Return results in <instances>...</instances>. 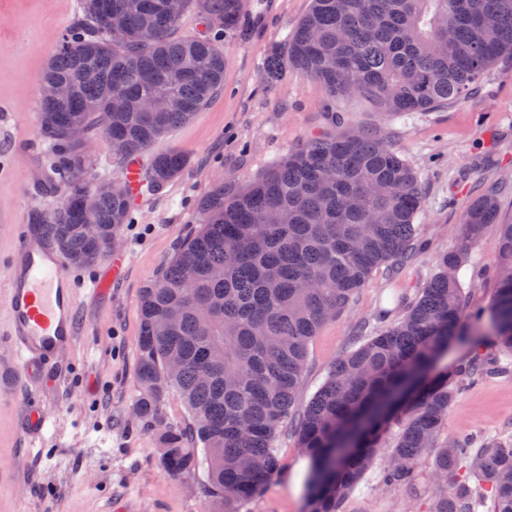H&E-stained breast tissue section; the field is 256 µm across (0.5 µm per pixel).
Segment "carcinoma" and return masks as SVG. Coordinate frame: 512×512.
<instances>
[{
  "label": "carcinoma",
  "instance_id": "obj_1",
  "mask_svg": "<svg viewBox=\"0 0 512 512\" xmlns=\"http://www.w3.org/2000/svg\"><path fill=\"white\" fill-rule=\"evenodd\" d=\"M239 2L80 0V23L60 36L41 75L73 94L39 105L60 203L36 223L72 263H91L131 222L128 189L84 205L87 141L106 142L121 178L130 158L191 121L224 86L218 42L236 29ZM190 10L205 32L179 33ZM114 19L126 33L121 41L109 37ZM509 62L512 0H311L285 55L267 60L270 82L292 67L325 88L333 129L304 140L243 190L215 183L197 204L200 230L141 291L136 406L152 418L167 393L182 398L187 420L160 434V461L173 475L207 466L209 512L254 497L278 473L285 426L312 459L306 512H343L379 460L385 487L411 488L428 452L430 512H512V440L439 441L464 385L512 370L482 351L491 339L512 356V216L503 217L497 197L468 188L462 218L468 241L487 228L499 236L495 294L473 325L465 323L459 276L464 250L449 251L403 317L352 337L310 401L297 403L322 326L350 308L380 266L393 272L425 250L416 174L373 133L334 129L336 100L388 115L436 111L474 95L491 66ZM157 94L173 103L140 111ZM91 99L94 112L84 107ZM75 124L86 141L70 139ZM187 162L179 150L152 157L146 186L164 188ZM188 267L196 270L191 286ZM171 310L178 320L161 335L155 323ZM457 343L466 346L460 362L430 369ZM391 425L399 431L384 449Z\"/></svg>",
  "mask_w": 512,
  "mask_h": 512
}]
</instances>
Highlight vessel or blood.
<instances>
[{
    "mask_svg": "<svg viewBox=\"0 0 512 512\" xmlns=\"http://www.w3.org/2000/svg\"><path fill=\"white\" fill-rule=\"evenodd\" d=\"M123 266V255L113 256L111 271L98 275L92 294L109 291ZM6 275L5 336L14 366L26 371L44 368L76 341L75 292L58 254L42 248L28 228L17 241Z\"/></svg>",
    "mask_w": 512,
    "mask_h": 512,
    "instance_id": "b4317fda",
    "label": "vessel or blood"
}]
</instances>
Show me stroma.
<instances>
[{
  "label": "stroma",
  "instance_id": "obj_1",
  "mask_svg": "<svg viewBox=\"0 0 512 512\" xmlns=\"http://www.w3.org/2000/svg\"><path fill=\"white\" fill-rule=\"evenodd\" d=\"M309 8L310 0H241L237 31L219 44L223 90L192 122L150 148L154 155L183 151L190 159L187 169L162 189L144 190L114 249L103 250L90 265H68V273L83 282L113 253L128 256L110 295L93 301L77 294V341L61 353L53 383L34 394L28 381H21L13 401H0V512H207L206 467L173 475L158 459L160 429L187 418L180 396L169 393L156 418L135 414L141 394V289L199 229L196 204L214 183L224 179L245 188L302 140L326 129L322 85L296 69L274 85L264 74L267 59L284 51ZM80 15L79 0H0L1 322L13 227L59 202L43 185L50 159L38 130L39 84L60 35ZM336 109L345 129L371 130L417 174L424 205L416 222L429 247L397 272L376 270L349 310L323 326L309 346L299 394L304 403L358 326L397 322L407 299L431 278L448 249L466 250L460 279L468 309L490 305L498 235L489 229L464 242L468 197L460 171H468L481 193L498 196L503 211L512 212V74L505 66L491 68L473 98L443 110L384 116L350 100L337 101ZM488 152L498 166L481 165ZM31 400L50 422L40 450L33 452L20 421ZM470 432L512 438V373L467 386L450 406L443 435ZM276 453L279 474L261 494L231 502V512H305L310 459L285 434ZM433 490L425 479L411 491L385 490L375 467L345 512H427Z\"/></svg>",
  "mask_w": 512,
  "mask_h": 512
}]
</instances>
